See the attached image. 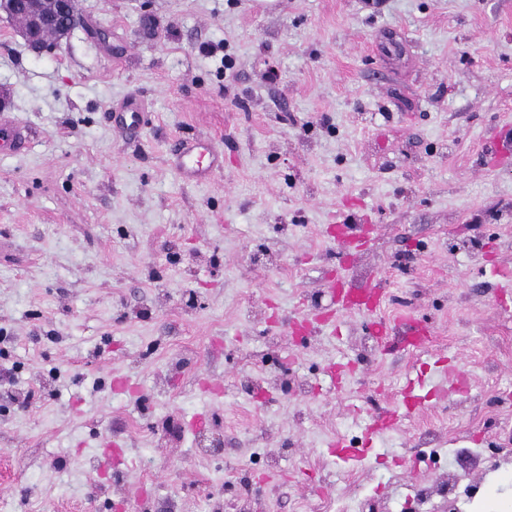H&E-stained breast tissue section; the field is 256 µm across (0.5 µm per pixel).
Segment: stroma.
Instances as JSON below:
<instances>
[{
	"mask_svg": "<svg viewBox=\"0 0 512 512\" xmlns=\"http://www.w3.org/2000/svg\"><path fill=\"white\" fill-rule=\"evenodd\" d=\"M77 7L39 54L0 14V512H470L422 490L512 468V0ZM335 280L380 307L298 335ZM436 353L469 390L366 440ZM219 164L220 154L210 141L196 140L183 144L179 169L186 179H205ZM401 324L406 336V345L412 346V349L415 351L421 350L424 347L425 339L430 335L429 327L411 315L403 316Z\"/></svg>",
	"mask_w": 512,
	"mask_h": 512,
	"instance_id": "35a3bbf8",
	"label": "stroma"
}]
</instances>
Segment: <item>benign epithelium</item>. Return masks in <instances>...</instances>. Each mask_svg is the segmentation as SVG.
I'll list each match as a JSON object with an SVG mask.
<instances>
[{
	"label": "benign epithelium",
	"instance_id": "1",
	"mask_svg": "<svg viewBox=\"0 0 512 512\" xmlns=\"http://www.w3.org/2000/svg\"><path fill=\"white\" fill-rule=\"evenodd\" d=\"M0 8L20 23L21 37L37 54L80 23L76 0H0Z\"/></svg>",
	"mask_w": 512,
	"mask_h": 512
}]
</instances>
